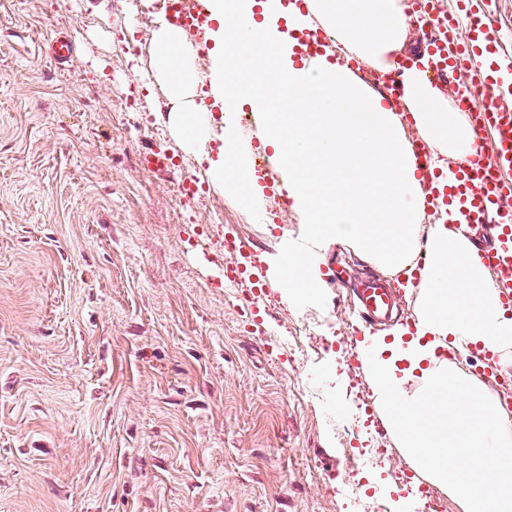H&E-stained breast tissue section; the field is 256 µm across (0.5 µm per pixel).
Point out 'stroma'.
<instances>
[{
	"label": "stroma",
	"mask_w": 512,
	"mask_h": 512,
	"mask_svg": "<svg viewBox=\"0 0 512 512\" xmlns=\"http://www.w3.org/2000/svg\"><path fill=\"white\" fill-rule=\"evenodd\" d=\"M148 4L0 0V512H464L407 492L426 476L355 357L397 329L365 324L351 288L380 278L411 324L401 275L336 242L318 270L340 287L292 300L205 275L232 260L219 237L269 272L304 226L285 196L269 223L225 195L211 128L175 132ZM151 143L175 171L140 168ZM193 176L204 203L179 196Z\"/></svg>",
	"instance_id": "stroma-1"
}]
</instances>
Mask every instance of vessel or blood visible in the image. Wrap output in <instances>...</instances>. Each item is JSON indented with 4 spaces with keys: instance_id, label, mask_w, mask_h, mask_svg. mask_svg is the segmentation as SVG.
<instances>
[{
    "instance_id": "b4317fda",
    "label": "vessel or blood",
    "mask_w": 512,
    "mask_h": 512,
    "mask_svg": "<svg viewBox=\"0 0 512 512\" xmlns=\"http://www.w3.org/2000/svg\"><path fill=\"white\" fill-rule=\"evenodd\" d=\"M458 14L444 12L442 0H411L414 12L427 23L436 25L438 34L425 46L430 57V75L441 78L470 67L471 84L500 94L512 92V62L500 52V36L483 8V0H459ZM168 23L176 27L184 40L194 42L198 49H205L207 35L215 24L205 6V0H168L163 13ZM466 22L465 38H458L453 30L459 22ZM326 39L319 31H306L300 38L301 57L325 54ZM409 64L385 73L380 78L384 99L391 105H400L405 96ZM476 131L491 130L493 141L488 151L466 167L454 170L446 182H439L432 157L420 143H413L415 164L426 184L432 185V197L455 202L460 213L470 224H489L495 231L496 242L480 253L481 263L495 274L502 289L500 301L512 306V182L505 173L512 171V106L491 102L477 114ZM148 171L174 167L172 155L158 148H151L140 158ZM254 177L260 182L264 196L278 195L282 190L280 175L271 160L255 166ZM225 249L233 254L234 262L224 272L230 282L248 279L255 292H263L267 283L261 266L244 244L233 237H225ZM356 307L362 319L369 323L392 315V291L376 285L359 289Z\"/></svg>"
}]
</instances>
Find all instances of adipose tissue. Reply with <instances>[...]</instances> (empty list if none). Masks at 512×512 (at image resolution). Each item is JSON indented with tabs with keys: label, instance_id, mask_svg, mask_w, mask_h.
<instances>
[{
	"label": "adipose tissue",
	"instance_id": "1",
	"mask_svg": "<svg viewBox=\"0 0 512 512\" xmlns=\"http://www.w3.org/2000/svg\"><path fill=\"white\" fill-rule=\"evenodd\" d=\"M218 22L211 92L226 109L249 104L283 173V190L317 245L348 243L379 263L403 269L418 244L430 262L415 286L416 333L373 359L369 381L382 415L414 465L458 494L466 512H512V413L479 383L466 380L438 351L461 341L482 351L512 350V314L479 262L457 206L436 224L416 204L423 187L402 135V117L348 68L324 55L296 60L297 35L321 22L348 53L380 71L405 48L402 0H306L305 11L282 0H209ZM233 44L238 54L225 53ZM168 25L155 42V73L173 99L193 82ZM404 102L421 139L439 157L443 175L480 152L474 127L438 86L412 69ZM224 152L214 179L242 202L261 196L226 116ZM288 295L318 286L312 254H292L272 273ZM419 389L407 393L408 381Z\"/></svg>",
	"mask_w": 512,
	"mask_h": 512
}]
</instances>
